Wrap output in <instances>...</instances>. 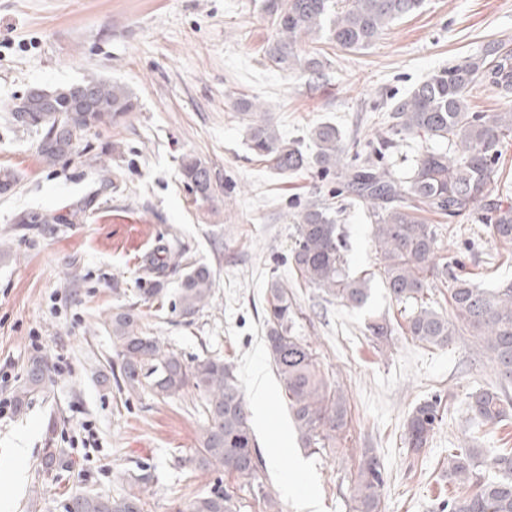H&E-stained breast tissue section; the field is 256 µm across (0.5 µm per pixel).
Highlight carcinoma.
<instances>
[{
  "mask_svg": "<svg viewBox=\"0 0 512 512\" xmlns=\"http://www.w3.org/2000/svg\"><path fill=\"white\" fill-rule=\"evenodd\" d=\"M422 7L423 0H262L261 11L274 32L265 53L281 70L318 80L331 61L319 53H300L297 44L301 39L324 35L342 51L364 50L390 24ZM476 84L512 92V48L507 42H494L476 57L448 64L391 104L381 148H394L407 137L438 144L417 153L398 178L368 158L360 164L346 162L341 132L330 122H320L309 131L311 153L299 141L285 140L269 117L247 127V142L253 155L282 173L341 169L347 187L370 206L371 236L380 253L383 282L390 298L403 307L407 333L423 344L442 347L451 344L462 327L480 337L498 378L511 383L512 284L484 288L469 276L448 271L446 263L438 266V234L426 219L428 214L467 215L480 203L492 238L512 246V205L499 198L488 200L491 186L500 179L501 147L512 140V111H469L467 96ZM135 108L125 85L97 76L44 88L38 97L28 92L4 105L13 125L40 132L38 155L53 167L75 156L85 158L90 167L102 166L104 158L112 156V142L102 143L95 152L88 140L90 131L121 124ZM181 173L195 202L213 200L216 189L205 162L187 155ZM88 205L85 198L77 200L64 215L44 214L41 223L80 224ZM339 213V208L324 199L313 200L297 212L291 263L305 283L348 308L362 309L372 295L371 280L346 270ZM171 265L184 270L172 308L190 323L213 296L212 271L193 260L185 243L174 250L159 247L145 264L146 272L155 276L151 287L143 289L147 300L164 303L168 288L163 277ZM437 280L447 288L446 310L433 300ZM264 314L269 353L296 429L314 453L337 447L349 424L346 397L321 372L312 347L294 334L297 312L288 284L270 282ZM140 320L141 311L133 304L110 317L119 360L118 392H147L163 402L190 395L189 407L203 421L188 458L192 468H221L252 489L264 507L275 508L233 364L219 355L187 362L147 333ZM366 330L381 341L391 335L384 319L370 320ZM49 373L47 359L32 358L22 386L13 395L15 405L26 406L44 391ZM467 411L477 424L500 423L512 418V399L502 386L480 387L469 394ZM442 418L440 397L418 403L404 424L405 446L419 454ZM71 465L67 449L53 447V439H48L39 470L49 475ZM483 470L491 475L481 474ZM445 476L448 482L471 489L469 495L448 501V512H512V448L484 457L477 448H454L448 452ZM126 482L128 491L118 497L94 491L75 493L62 504L63 512H149L145 492L155 482L152 467L137 465ZM385 484L379 458L364 450L352 486L353 512H380ZM177 512H237L234 491L216 487L194 496L186 509Z\"/></svg>",
  "mask_w": 512,
  "mask_h": 512,
  "instance_id": "obj_1",
  "label": "carcinoma"
}]
</instances>
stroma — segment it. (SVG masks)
I'll list each match as a JSON object with an SVG mask.
<instances>
[{
	"label": "stroma",
	"instance_id": "1",
	"mask_svg": "<svg viewBox=\"0 0 512 512\" xmlns=\"http://www.w3.org/2000/svg\"><path fill=\"white\" fill-rule=\"evenodd\" d=\"M261 0H0V101L34 87L95 75L127 86L137 109L100 140L118 143L107 159L112 185L100 188L83 159L44 166L38 137L0 117V168L19 180L0 195V399L11 398L34 356L63 363L27 410L0 415V512H61L71 493L113 496L128 486L121 471L147 463L158 480L151 512H173L224 482L220 471L191 472L185 459L200 423L184 399L124 397L100 384L114 359L107 320L137 299L146 256L181 239L210 265L214 295L186 323L171 307L148 317L153 336L190 360L209 352L232 362L242 389L254 371L267 379L274 416L253 428L266 484L279 512H300L285 481L304 466L316 491L312 512H351L359 457L374 449L387 481L383 512H443L456 489L442 473L452 448H512V421L471 431L466 396L497 384L479 337L460 331L452 344L412 339L388 297L369 211L336 172L281 174L248 149V116L239 95L258 98L281 135L309 147L308 132L329 121L360 155L387 129V107L454 60L512 41V0H424L368 49L347 52L303 40L305 52L332 62L316 81L280 71L265 55L273 29ZM205 161L218 184L214 204H197L180 174L184 156ZM89 198L81 224H19V213H64ZM315 199L345 205L340 217L351 273L370 275L361 309L342 306L300 281L291 266L293 216ZM438 256L450 271L471 272L487 287L512 283V250L503 251L476 219L429 216ZM287 283L299 320L295 333L314 347L321 369L344 392L352 421L339 448L314 453L298 438L265 342L264 295L271 278ZM387 314L392 334L365 329ZM442 397L443 420L426 450L406 448L404 422L414 406ZM68 449L70 470L37 468L47 437ZM287 445L278 458L269 450Z\"/></svg>",
	"mask_w": 512,
	"mask_h": 512
}]
</instances>
